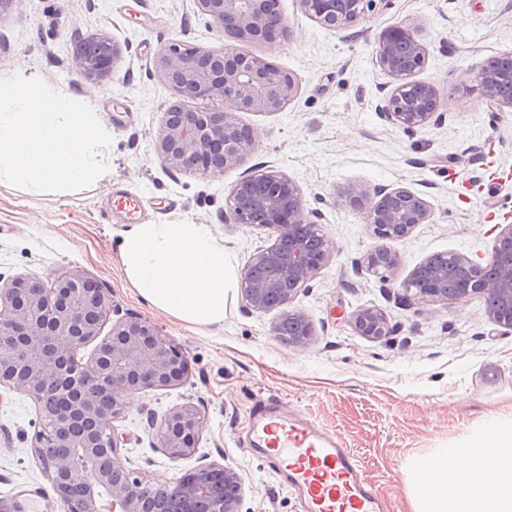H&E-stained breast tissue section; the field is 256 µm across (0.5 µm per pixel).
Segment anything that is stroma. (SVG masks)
Returning <instances> with one entry per match:
<instances>
[{"instance_id":"1","label":"stroma","mask_w":512,"mask_h":512,"mask_svg":"<svg viewBox=\"0 0 512 512\" xmlns=\"http://www.w3.org/2000/svg\"><path fill=\"white\" fill-rule=\"evenodd\" d=\"M290 34L273 44L243 43L288 70L298 95L280 112L238 113L257 141L242 168L209 179L172 171L154 144L174 90L153 75L157 51L177 40L228 46L194 0H10L0 10V78H42L60 92L95 90L90 105L112 142L103 155L112 173L74 192L28 195L0 185V285L17 277L49 281L83 270L106 288L110 319L149 320L183 352L189 373L179 385L137 392L114 419L119 455L131 477L175 481L199 465L235 468L243 485L241 512H298L296 497L261 462L237 448L255 396L341 435L354 448L389 512H409L403 468L435 448H462L486 416L512 419V333L488 324L484 304L423 305L402 298L400 281L435 252L485 262L502 227L512 224V177L479 185L484 153L512 169V112L489 108L476 80L486 60L512 51V0H384L354 26L329 30L280 0ZM419 25L428 47L418 79L433 83L443 118L413 132L393 125L380 108L394 83L375 63L380 33ZM107 34L122 58L102 80L80 76L73 35ZM271 165L298 184L335 244L329 265L294 301L314 329L311 345L284 344L271 327L278 311L250 312L240 289L228 292L224 325L198 328L139 300L123 272L119 234L130 224L113 210L116 196L140 200L139 223L210 225L234 273L275 239L271 230L224 221L227 199L243 169ZM405 187L424 198L431 217L393 242L400 259L384 284L358 264L378 241L342 191ZM384 311L392 336L372 340L350 323L361 308ZM194 406L205 418L195 450L174 458L156 426L168 413ZM39 406L19 392L0 393V501L38 491L46 512H64L34 456Z\"/></svg>"}]
</instances>
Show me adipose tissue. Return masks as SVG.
<instances>
[{
    "label": "adipose tissue",
    "instance_id": "obj_1",
    "mask_svg": "<svg viewBox=\"0 0 512 512\" xmlns=\"http://www.w3.org/2000/svg\"><path fill=\"white\" fill-rule=\"evenodd\" d=\"M118 250L142 300L201 328L223 326L230 264L209 225L138 224L122 232ZM470 447L411 460V512H512V420L487 417Z\"/></svg>",
    "mask_w": 512,
    "mask_h": 512
}]
</instances>
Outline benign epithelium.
Wrapping results in <instances>:
<instances>
[{
  "label": "benign epithelium",
  "mask_w": 512,
  "mask_h": 512,
  "mask_svg": "<svg viewBox=\"0 0 512 512\" xmlns=\"http://www.w3.org/2000/svg\"><path fill=\"white\" fill-rule=\"evenodd\" d=\"M197 9L224 34L242 43H274L285 32L280 0H194ZM378 0H300L305 14L326 27L343 30L375 10ZM90 40L96 49L75 51V62L88 80L106 76L121 58V49L107 35ZM428 51L416 28L395 26L378 39L376 63L396 85L381 111L390 122L414 131L430 123L441 106L438 89L413 76L426 64ZM155 76L173 88L176 100L164 112L154 151L165 167L206 178H221L240 167L256 143L255 132L235 118L237 112L274 113L297 96L295 77L267 58L233 48L205 49L183 43L162 47L154 61ZM477 81L490 105L512 109V96L501 92L497 70L478 69ZM343 196L381 241L360 260L365 270L388 281L399 266V256L387 246L406 238L430 217L427 202L405 187H383L379 200L368 202L367 191L356 184ZM224 219L231 224L251 223L254 209L266 214L264 227L274 242L259 250L241 273L246 307L267 312L293 302L297 293L329 264L333 242L305 212L297 184L284 172L266 165L247 170L234 185ZM403 290L421 302L484 300L488 322L512 331V225L498 233L490 256L482 264L460 253H436L415 267ZM112 311L105 289L80 269L57 275L45 285L16 278L0 286V387L26 393L39 400L50 389L64 402L43 415L34 453L65 512H145L144 483L126 482L117 458L118 438L112 426L126 397L138 390L162 389L188 374L184 355L171 347L149 321L130 317L112 326L92 361L83 363L77 349L98 338L101 324ZM284 316L295 321L300 334L289 346L305 348L312 325L301 310ZM355 331L379 340L390 333L387 315L362 308L352 317ZM112 391V409H99L96 392ZM203 428V418L191 405L174 409L157 429L161 447L174 457L191 454ZM67 452L56 453L54 449ZM109 450L106 467L97 465L101 449ZM212 471L224 479V500L211 512H239L242 481L237 471L203 464L166 486L181 498L187 512L208 493L204 476Z\"/></svg>",
  "instance_id": "7a95c632"
}]
</instances>
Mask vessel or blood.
I'll return each instance as SVG.
<instances>
[{"label": "vessel or blood", "instance_id": "b4317fda", "mask_svg": "<svg viewBox=\"0 0 512 512\" xmlns=\"http://www.w3.org/2000/svg\"><path fill=\"white\" fill-rule=\"evenodd\" d=\"M240 443L298 496L302 512H386L354 449L274 398H255Z\"/></svg>", "mask_w": 512, "mask_h": 512}]
</instances>
